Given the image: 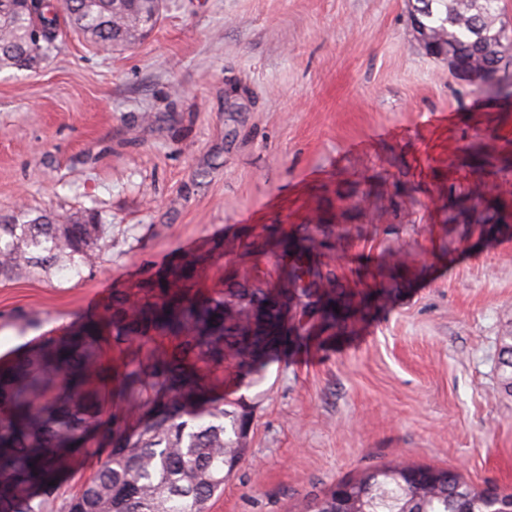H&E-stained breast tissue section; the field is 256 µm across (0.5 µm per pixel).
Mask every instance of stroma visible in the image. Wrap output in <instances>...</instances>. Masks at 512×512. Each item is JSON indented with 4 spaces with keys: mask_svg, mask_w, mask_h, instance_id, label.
Segmentation results:
<instances>
[{
    "mask_svg": "<svg viewBox=\"0 0 512 512\" xmlns=\"http://www.w3.org/2000/svg\"><path fill=\"white\" fill-rule=\"evenodd\" d=\"M59 41L0 73V215L90 210L107 245L0 282V362L214 240L204 290L268 225L324 220L369 311L261 374L225 363L215 393L254 421L205 512H303L398 460L512 490V227L475 221L512 206V100L427 54L407 0H166L132 46Z\"/></svg>",
    "mask_w": 512,
    "mask_h": 512,
    "instance_id": "stroma-1",
    "label": "stroma"
}]
</instances>
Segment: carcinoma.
<instances>
[{"label":"carcinoma","mask_w":512,"mask_h":512,"mask_svg":"<svg viewBox=\"0 0 512 512\" xmlns=\"http://www.w3.org/2000/svg\"><path fill=\"white\" fill-rule=\"evenodd\" d=\"M432 47L512 94V37L497 0H415ZM161 16L158 0H0V72L32 71L59 50L60 24L93 43L129 47ZM37 26L39 38L30 34ZM323 225L281 240L275 273L258 265L225 290L196 273L219 241L174 267L146 272L103 309L0 366V512H48L47 494L75 456L102 458L61 512H200L242 461L253 410L210 396L234 361L261 372L272 352L336 331L357 312L320 258ZM96 214L62 220L21 209L0 216V280L91 267ZM489 499L458 474L397 462L341 480L306 512H480Z\"/></svg>","instance_id":"cac0c4a2"}]
</instances>
